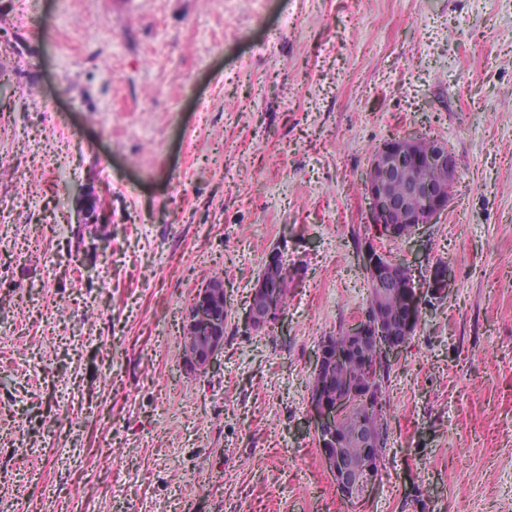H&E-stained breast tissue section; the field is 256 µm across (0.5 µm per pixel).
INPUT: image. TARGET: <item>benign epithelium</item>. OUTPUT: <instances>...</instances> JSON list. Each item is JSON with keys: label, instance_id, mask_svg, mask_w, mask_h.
Instances as JSON below:
<instances>
[{"label": "benign epithelium", "instance_id": "obj_1", "mask_svg": "<svg viewBox=\"0 0 512 512\" xmlns=\"http://www.w3.org/2000/svg\"><path fill=\"white\" fill-rule=\"evenodd\" d=\"M415 136H394L384 140L375 150L371 163L362 177L365 195L369 201L370 223L380 228L382 237L400 239L397 226L389 222V215L399 214L405 217V223L420 229L424 224H431L448 208L452 188L456 179V159L448 145L439 139L432 140L431 147L425 152L405 147L414 143ZM430 165L448 169V184H436L421 181L413 177V171ZM93 190L87 189L81 195V223L91 233L98 224L96 214L89 207ZM381 255L377 246L369 244L362 252L361 266L369 275L377 289L379 297H384L391 283L404 274L412 276V269L402 262L377 260ZM453 280L451 269L441 267L429 269V288L447 290ZM224 295V280L214 278L207 281L198 291L196 306L210 307L214 299ZM422 294L418 289L412 290L409 306L400 314L399 323L409 328L419 322L422 309L417 307ZM276 291L259 281L251 293L247 311V325L259 332L278 324L282 320L280 309L276 308ZM378 304L368 307L364 317L354 324V337L366 336L374 328H382V320L376 315ZM184 325L190 334L197 336L196 349L185 356L189 369L205 374L214 368L219 354L224 349V313L212 318V330L201 335L197 332V315L195 309L188 310ZM351 400L340 397L332 402L317 392L310 397L313 413V429L321 450L322 460L332 476L337 492L350 502L360 501L375 484L381 466L382 450L386 436L379 428L361 420L351 430L349 438L363 449V456L349 457L342 452L344 438L339 434V421L344 408Z\"/></svg>", "mask_w": 512, "mask_h": 512}]
</instances>
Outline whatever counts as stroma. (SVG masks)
I'll list each match as a JSON object with an SVG mask.
<instances>
[{
    "label": "stroma",
    "instance_id": "1",
    "mask_svg": "<svg viewBox=\"0 0 512 512\" xmlns=\"http://www.w3.org/2000/svg\"><path fill=\"white\" fill-rule=\"evenodd\" d=\"M0 73V512H512V0H0ZM414 133L457 159L448 209L374 239L361 176ZM370 239L454 282L391 363L352 503L309 398ZM277 250L283 325L246 330ZM216 276L224 350L193 374Z\"/></svg>",
    "mask_w": 512,
    "mask_h": 512
}]
</instances>
